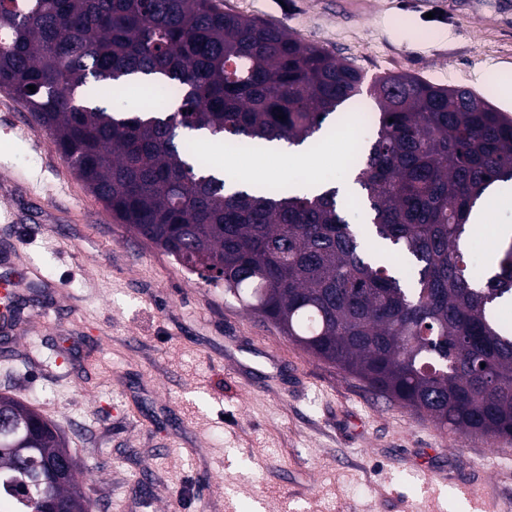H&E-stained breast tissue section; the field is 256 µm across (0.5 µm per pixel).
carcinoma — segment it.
Listing matches in <instances>:
<instances>
[{
  "mask_svg": "<svg viewBox=\"0 0 512 512\" xmlns=\"http://www.w3.org/2000/svg\"><path fill=\"white\" fill-rule=\"evenodd\" d=\"M0 88L112 217L311 355L440 428L512 440V241L476 278L460 240L484 191L512 180V117L469 90L410 74L372 80V131L348 167L351 222L333 180L317 195L240 188L194 151L301 143L357 117L363 75L224 0H0ZM141 81L154 100L125 107ZM33 85L32 92L28 86ZM180 94L171 99L169 89ZM284 119H279V116ZM0 512L49 498L92 512L57 427L0 393Z\"/></svg>",
  "mask_w": 512,
  "mask_h": 512,
  "instance_id": "1",
  "label": "carcinoma"
}]
</instances>
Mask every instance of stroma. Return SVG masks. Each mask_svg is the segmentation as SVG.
Segmentation results:
<instances>
[{"instance_id":"obj_1","label":"stroma","mask_w":512,"mask_h":512,"mask_svg":"<svg viewBox=\"0 0 512 512\" xmlns=\"http://www.w3.org/2000/svg\"><path fill=\"white\" fill-rule=\"evenodd\" d=\"M367 75L463 86L512 115V0H224ZM357 126L263 181L341 178ZM0 261L53 292L27 308L0 393L34 404L95 512H512V443L441 429L308 355L117 223L0 90Z\"/></svg>"}]
</instances>
